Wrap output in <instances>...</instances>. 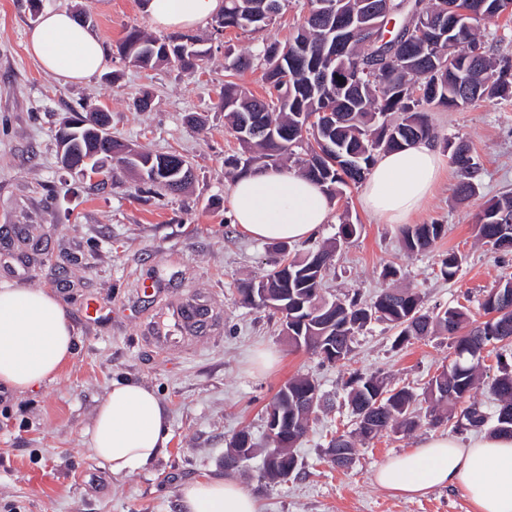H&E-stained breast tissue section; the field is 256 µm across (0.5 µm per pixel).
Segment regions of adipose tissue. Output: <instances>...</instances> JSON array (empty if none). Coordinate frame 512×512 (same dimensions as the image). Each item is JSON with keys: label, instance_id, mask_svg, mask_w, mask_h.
Returning <instances> with one entry per match:
<instances>
[{"label": "adipose tissue", "instance_id": "1", "mask_svg": "<svg viewBox=\"0 0 512 512\" xmlns=\"http://www.w3.org/2000/svg\"><path fill=\"white\" fill-rule=\"evenodd\" d=\"M221 0H147L152 23L163 29L197 25ZM27 50L48 74L79 82L105 63L101 43L72 13H44ZM445 160L429 140L383 154L367 177L361 202L389 224L406 223L431 196ZM228 203L236 224L260 240L302 242L328 223L333 204L304 176L263 167L237 179ZM75 355L65 309L46 289L0 283V387L24 392L55 378ZM169 414L154 391L134 380L113 382L98 405L85 441L113 475L143 470L169 437ZM381 488L413 498L438 488H462L474 512H512V437L481 435L468 443L433 436L395 455L374 474ZM183 512H258L254 496L230 478H204L181 487Z\"/></svg>", "mask_w": 512, "mask_h": 512}]
</instances>
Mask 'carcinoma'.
Instances as JSON below:
<instances>
[{"label": "carcinoma", "mask_w": 512, "mask_h": 512, "mask_svg": "<svg viewBox=\"0 0 512 512\" xmlns=\"http://www.w3.org/2000/svg\"><path fill=\"white\" fill-rule=\"evenodd\" d=\"M286 0H224L214 21L216 33L228 31L257 34L272 25ZM337 10L357 13L360 3L372 8L383 0H335ZM308 14L288 40L263 41L258 58L266 65L265 95L257 97L233 81L224 82L220 107L232 131L240 118L250 114L268 127V135L242 142L246 157L227 161L231 179L251 170L255 163L277 167L285 155H294L302 175L320 184L330 198L343 196L349 185L363 182L379 155L394 152L421 139H435L424 108L435 105L463 108L486 98L512 95V59L491 57L480 51L476 27L459 23L447 40L434 48L427 45L428 23L448 15V0H390L382 25L396 21L387 44L389 55L364 37L336 47V36H326L321 26L319 0H307ZM492 20L505 13V0H460ZM118 53L139 67L161 63L175 66L189 75L198 72L208 50L197 39L178 33L151 39L134 29L125 35ZM334 60L327 82H308L313 66ZM346 75L349 84L336 81ZM332 110L331 122L314 127L306 120L324 109ZM74 163L96 173V164L110 159L125 162L134 151L109 133L91 136L90 126L76 130ZM330 141L335 157L316 161L313 141ZM449 160L457 170L459 200L466 201L478 191L480 164L468 144L445 142ZM139 176L144 191L157 195L177 192L192 179L191 164L181 155H140ZM512 216V193H504L485 203L477 219L480 240L504 256L512 254V239L499 236L500 217ZM447 233L444 224H413L401 229L409 252L431 250ZM333 248L322 247L300 259L282 260L259 280L241 284L238 293L246 304L266 307L259 291L268 293L273 309L288 312V327L300 337L301 346L313 353L328 344L336 347L340 362L352 351L353 338L374 320L388 322L397 330L394 343L402 345L437 331L451 332L453 359L432 376L424 390L426 410L417 407L418 398L408 388H389L384 378L353 372L345 381L355 428L332 437L325 449L328 461L345 467L344 453L355 456L356 443L370 441L385 431L408 434L423 420L433 425L444 422L456 431L482 430L512 436V350L498 344L512 338V278L504 279L486 292L479 306L486 320L471 319L464 307H447L436 312L424 309L419 293L406 288H386L367 303L356 296L326 302L321 286L331 266ZM464 256L450 250L442 254L440 275L455 278ZM496 350L497 374L487 383L497 401L489 417L472 401L480 385V367L487 347ZM312 379L304 376L288 381V394L278 391L273 402L288 405L293 424L291 441L298 444L307 432L310 413L301 410L298 400Z\"/></svg>", "instance_id": "1"}]
</instances>
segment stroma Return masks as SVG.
<instances>
[{"label": "stroma", "instance_id": "35a3bbf8", "mask_svg": "<svg viewBox=\"0 0 512 512\" xmlns=\"http://www.w3.org/2000/svg\"><path fill=\"white\" fill-rule=\"evenodd\" d=\"M146 0H0V282L51 289L74 328L76 355L52 381L31 392L0 387V512H180L179 490L203 477H230L255 496L259 512H474L463 490L435 489L408 500L378 487L374 471L391 456L430 436L451 435L448 425L387 432L358 445L353 464L326 461L331 433L350 431L354 418L342 384L350 372L380 374L393 387L424 384L447 365V336L403 348L395 332L374 322L356 337L346 365L329 364L294 349L282 316L242 303L239 282L264 276L281 258L299 257L336 239L342 216L361 232L337 247L325 282L328 299L353 292L372 299L388 285L385 264L404 272L399 286L415 289L426 307L466 306L482 319L485 291L512 277V257H499L476 238L475 216L490 199L512 191V97L483 99L459 110H429L438 140L462 139L482 168L479 192L458 201V175L445 167L417 224H444L438 251L406 252L401 227L365 212L361 186L336 199L328 224L299 242L259 241L235 224L227 200L231 180L224 160L242 146L219 107L226 80L263 94L262 39H288L302 23L304 0H288L265 34L214 35L212 20L193 27L210 54L197 73L172 66L141 69L117 47L137 28L163 39L145 10ZM86 11V25L102 42V72L79 83L47 74L26 51L36 12ZM252 56L235 75L226 53ZM117 72L118 84L106 75ZM150 93V110L138 98ZM109 112L113 137L150 154L175 150L191 162L192 185L179 194L147 197L138 179L115 170L111 185L64 169L56 139L70 108ZM465 255L457 276L443 280L439 255ZM152 283L154 294L143 291ZM188 300L210 310L207 328L160 350L148 344L164 309ZM308 375L334 406L317 412L297 449L298 476L281 483L260 479L261 457L247 467L224 465L230 439L249 431L267 447L265 410L292 377ZM132 379L153 389L169 413L170 439L146 470L112 475L92 456L83 433L113 382Z\"/></svg>", "mask_w": 512, "mask_h": 512}]
</instances>
